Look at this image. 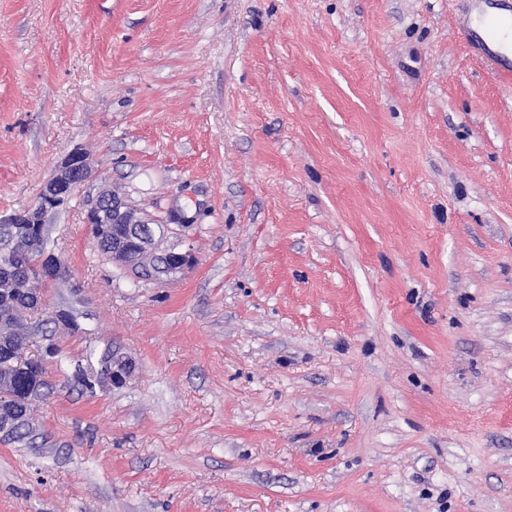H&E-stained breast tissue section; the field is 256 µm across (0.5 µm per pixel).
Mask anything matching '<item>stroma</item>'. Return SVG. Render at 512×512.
Segmentation results:
<instances>
[{
    "mask_svg": "<svg viewBox=\"0 0 512 512\" xmlns=\"http://www.w3.org/2000/svg\"><path fill=\"white\" fill-rule=\"evenodd\" d=\"M478 0H0V216L46 222L76 308L0 512H512V82ZM189 221L136 282L101 187ZM112 350L123 385L76 367Z\"/></svg>",
    "mask_w": 512,
    "mask_h": 512,
    "instance_id": "35a3bbf8",
    "label": "stroma"
}]
</instances>
